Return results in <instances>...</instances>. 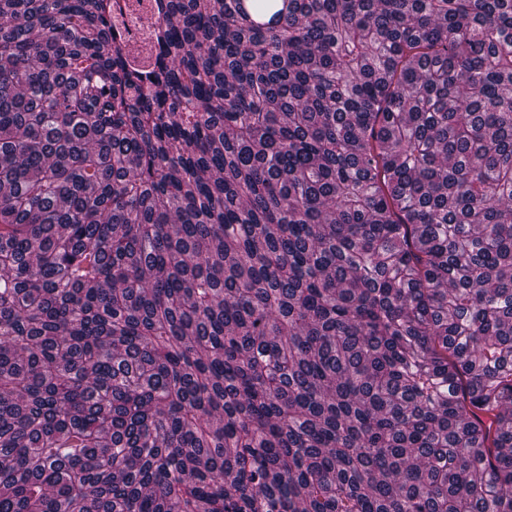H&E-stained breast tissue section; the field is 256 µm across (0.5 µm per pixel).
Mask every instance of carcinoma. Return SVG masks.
<instances>
[{
	"label": "carcinoma",
	"instance_id": "1",
	"mask_svg": "<svg viewBox=\"0 0 512 512\" xmlns=\"http://www.w3.org/2000/svg\"><path fill=\"white\" fill-rule=\"evenodd\" d=\"M0 0V512H512V0ZM120 1L124 6L114 15V24L121 28L126 35L130 59L139 64L148 65L154 49L151 29L155 26L152 25V21L156 15L152 11V1Z\"/></svg>",
	"mask_w": 512,
	"mask_h": 512
}]
</instances>
